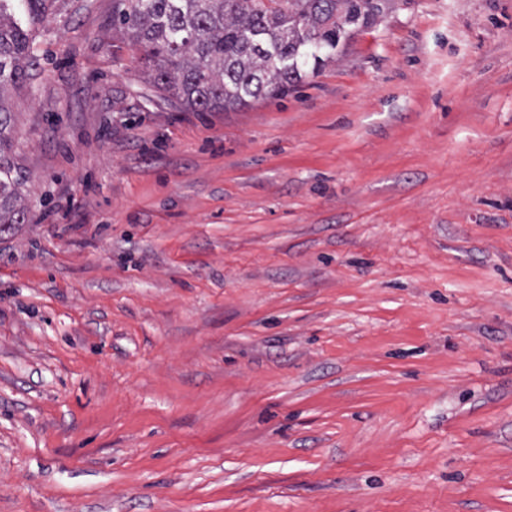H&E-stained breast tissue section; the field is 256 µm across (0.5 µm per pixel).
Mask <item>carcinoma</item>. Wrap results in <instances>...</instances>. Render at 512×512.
Segmentation results:
<instances>
[{"mask_svg": "<svg viewBox=\"0 0 512 512\" xmlns=\"http://www.w3.org/2000/svg\"><path fill=\"white\" fill-rule=\"evenodd\" d=\"M0 0V234L29 221L11 176L14 115L4 94L29 79L32 41ZM30 22L48 0H21ZM389 0H112V31L140 53L149 83L189 112H227L277 97L302 79L301 65L331 58L349 28L372 24Z\"/></svg>", "mask_w": 512, "mask_h": 512, "instance_id": "1", "label": "carcinoma"}]
</instances>
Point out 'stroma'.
<instances>
[{
  "label": "stroma",
  "instance_id": "stroma-1",
  "mask_svg": "<svg viewBox=\"0 0 512 512\" xmlns=\"http://www.w3.org/2000/svg\"><path fill=\"white\" fill-rule=\"evenodd\" d=\"M29 33L0 512H512V0H390L232 112L112 0Z\"/></svg>",
  "mask_w": 512,
  "mask_h": 512
}]
</instances>
